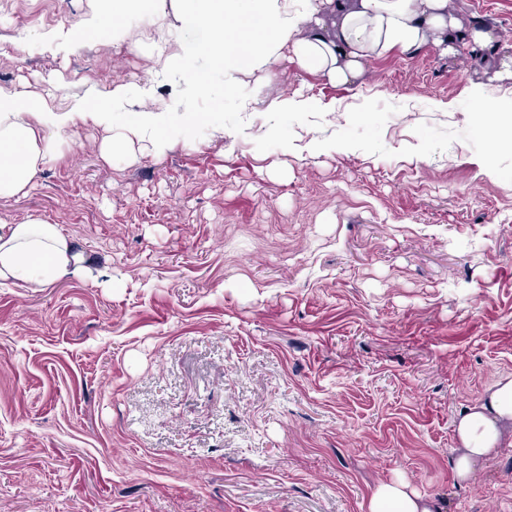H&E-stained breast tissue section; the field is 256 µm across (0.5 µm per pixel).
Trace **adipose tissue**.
<instances>
[{
    "mask_svg": "<svg viewBox=\"0 0 512 512\" xmlns=\"http://www.w3.org/2000/svg\"><path fill=\"white\" fill-rule=\"evenodd\" d=\"M169 9L177 19L208 29L209 39L197 52L223 71L225 92L237 97L247 93V73L266 67L285 50L303 70L345 85L376 56L410 55L428 45L451 55L462 38L477 45L492 39L490 32L471 30L452 0H101L90 23L105 26L113 42L122 43L129 14L153 18ZM170 115V107L157 102L147 88L141 91L136 119L117 128L111 113L94 107L79 104L65 111L51 105L48 96L0 89V199L34 190L38 173L57 158L80 124L103 129V160L138 143L148 144L153 155H165L174 147L163 132ZM71 278L113 286L75 249L60 225L33 217L0 224V285L46 288ZM511 427L512 376H504L456 423L457 478H467L501 446ZM368 512L441 510L395 477L372 488Z\"/></svg>",
    "mask_w": 512,
    "mask_h": 512,
    "instance_id": "ef3b65f1",
    "label": "adipose tissue"
}]
</instances>
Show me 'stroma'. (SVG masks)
I'll return each mask as SVG.
<instances>
[{
	"instance_id": "obj_1",
	"label": "stroma",
	"mask_w": 512,
	"mask_h": 512,
	"mask_svg": "<svg viewBox=\"0 0 512 512\" xmlns=\"http://www.w3.org/2000/svg\"><path fill=\"white\" fill-rule=\"evenodd\" d=\"M455 2L490 51L392 53L351 85L282 57L246 101L214 71L172 152L106 162L80 125L0 199L114 278L0 287V512H367L397 472L442 512H512V445L453 472L460 412L512 375V145L477 120L512 99L483 76L512 60V0ZM94 3L0 0V89L50 80L119 126L144 83L180 100L160 48L207 68L202 25L168 44L130 16L116 44Z\"/></svg>"
}]
</instances>
